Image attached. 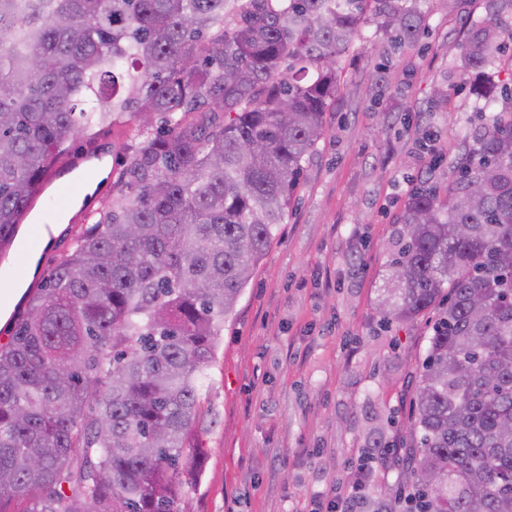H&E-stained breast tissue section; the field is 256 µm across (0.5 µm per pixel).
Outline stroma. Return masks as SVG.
Returning a JSON list of instances; mask_svg holds the SVG:
<instances>
[{
  "label": "stroma",
  "instance_id": "obj_1",
  "mask_svg": "<svg viewBox=\"0 0 512 512\" xmlns=\"http://www.w3.org/2000/svg\"><path fill=\"white\" fill-rule=\"evenodd\" d=\"M416 44L387 51L376 24L362 30L339 67L350 92L337 95L327 133L304 165L283 224L225 320L201 407L204 473L186 512H312L317 496L343 498L362 486L360 512L408 492L398 465L367 459L373 440L399 447L425 353L427 318L386 323L379 295L408 193L427 173L448 186L446 164L480 124L465 81L443 46L465 37L464 19L487 0L451 10L424 5ZM447 86L434 108L432 91ZM133 122L94 128L71 145L107 157L111 175L91 204L112 201L125 170ZM80 224H54L41 237V266L21 258L14 277L29 285L70 253Z\"/></svg>",
  "mask_w": 512,
  "mask_h": 512
}]
</instances>
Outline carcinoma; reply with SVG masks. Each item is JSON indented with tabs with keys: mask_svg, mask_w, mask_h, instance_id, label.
<instances>
[{
	"mask_svg": "<svg viewBox=\"0 0 512 512\" xmlns=\"http://www.w3.org/2000/svg\"><path fill=\"white\" fill-rule=\"evenodd\" d=\"M509 8L489 0L448 49L499 111L460 144L446 194L419 180L389 246L384 320L434 317L400 447L409 512H512V86L489 77ZM370 21L412 44L427 14L420 0H0V251L67 143L137 121L122 188L0 345V512H185L221 326Z\"/></svg>",
	"mask_w": 512,
	"mask_h": 512,
	"instance_id": "1",
	"label": "carcinoma"
}]
</instances>
